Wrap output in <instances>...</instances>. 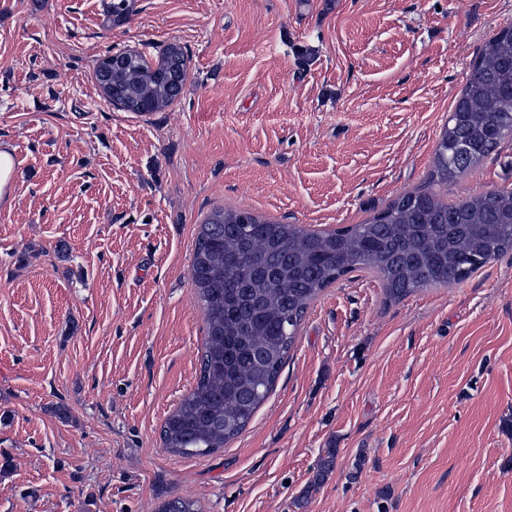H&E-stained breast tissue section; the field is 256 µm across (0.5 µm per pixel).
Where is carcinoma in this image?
Instances as JSON below:
<instances>
[{
    "label": "carcinoma",
    "mask_w": 512,
    "mask_h": 512,
    "mask_svg": "<svg viewBox=\"0 0 512 512\" xmlns=\"http://www.w3.org/2000/svg\"><path fill=\"white\" fill-rule=\"evenodd\" d=\"M134 0H110L115 20ZM97 65L111 103L129 112H157L181 94L184 52L172 44L151 67L139 52ZM512 135V32L500 30L481 50L435 153L429 187L406 192L360 224L330 232L275 224L250 212L218 209L197 238L192 285L205 310L206 339L196 385L165 421L164 448L203 456L248 425L272 390L301 320L320 291L358 268L378 275L389 295L459 282L512 249V191H487L442 202L436 185L457 179ZM321 460L310 487L334 467ZM162 512H201L177 498Z\"/></svg>",
    "instance_id": "carcinoma-1"
}]
</instances>
